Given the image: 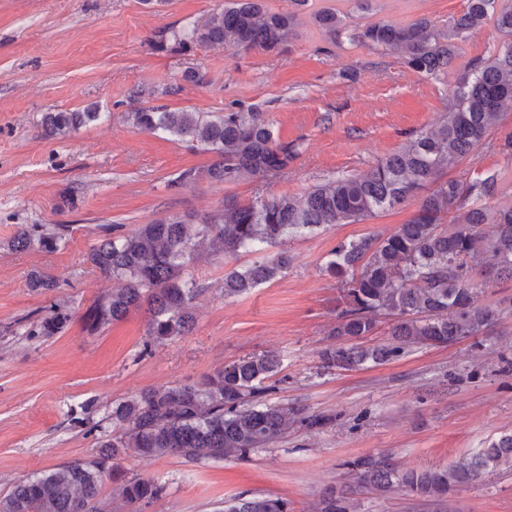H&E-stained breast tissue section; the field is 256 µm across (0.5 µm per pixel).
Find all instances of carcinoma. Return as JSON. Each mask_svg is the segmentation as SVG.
<instances>
[{"mask_svg":"<svg viewBox=\"0 0 512 512\" xmlns=\"http://www.w3.org/2000/svg\"><path fill=\"white\" fill-rule=\"evenodd\" d=\"M352 9L320 6L313 25L331 42L352 33L361 43L396 57L411 70L437 78L459 51L466 33L492 24L502 48L460 78L444 119L375 160L361 175L328 179L301 198L258 194L235 200L198 217L172 214L140 225L131 234L118 226L87 255L91 267L121 282L98 297L85 314L89 332L124 318L143 304L150 319L145 347L187 335L194 324L195 300L202 288L192 270L199 244L212 254L256 252L267 244L313 232L327 224H353L421 196L414 216L386 237L365 236L336 245L330 273L341 297L334 334L340 344L324 350L327 369L356 370L383 364L406 348L446 346L478 335L495 320V310L476 304L475 278H512V207L491 206L501 189L498 172L475 169L464 180L446 179L448 169L486 144L501 114L512 111V0H468L466 11L438 25L416 21H367L352 25L369 0H349ZM293 11L276 12L263 0H224V8L178 30L158 35L157 49L186 54L222 44L237 51L281 48L296 23ZM100 119L98 112H49L48 135L65 134ZM127 121L137 131L169 135L191 149L211 153L215 162L188 169L168 182L181 189L202 177L231 183L244 177L285 173L292 150L277 141L258 112H186L162 107L135 108ZM71 225L47 232L41 224L21 225L13 239L19 251L33 245L47 252L64 249ZM499 259L495 270L481 268L483 254ZM280 253L224 274V297L233 298L269 283L288 268ZM393 319L387 340L371 344L380 318ZM70 315L51 305L36 329L43 336L61 331ZM280 361L262 353L229 363L200 384L157 387L112 409V436L98 453L18 482L0 500V512H105L100 494L104 477L113 493L130 506L158 499L163 487L151 480L114 474L120 454L145 458L176 455L188 460L243 459L266 448L298 426L325 424L303 407L267 402L278 389ZM512 462V434L446 468L400 469L389 455L347 464L352 483L370 494L405 491L443 503L457 486L482 478ZM351 486L332 489L319 512H358ZM220 512H288V502L271 496L234 499Z\"/></svg>","mask_w":512,"mask_h":512,"instance_id":"1","label":"carcinoma"}]
</instances>
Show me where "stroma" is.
Instances as JSON below:
<instances>
[{"instance_id": "35a3bbf8", "label": "stroma", "mask_w": 512, "mask_h": 512, "mask_svg": "<svg viewBox=\"0 0 512 512\" xmlns=\"http://www.w3.org/2000/svg\"><path fill=\"white\" fill-rule=\"evenodd\" d=\"M467 0H375L374 19L445 24ZM224 0H0V498L21 480L94 455L97 433L71 418L88 408L111 431L115 403L142 390L201 381L225 364L270 351L286 383L271 397L328 417L243 459L179 456L119 459L126 477L153 480L162 497L140 512H218L224 502L272 495L290 512H316L327 489L348 478V461L385 453L409 468H444L512 433V280H479L481 304L497 311L478 336L445 347L414 346L360 370H326L320 355L337 340L339 284L326 270L344 240L389 235L419 202L356 224H328L266 247L291 263L282 277L228 298L224 275L250 253L214 257L200 249L195 270L207 287L193 332L143 353L149 314L89 332L84 315L116 283L86 260L103 224L129 233L168 214L204 213L225 199L300 196L314 185L365 172L443 117L460 71L494 55L493 25L462 42L447 78L434 80L396 58L349 39L332 43L300 17L282 49L240 53L221 45L188 54L156 50L159 32L223 8ZM195 68L202 84L182 78ZM143 106L190 112H259L294 150L285 174L232 183L199 179L179 190L169 180L206 169L215 157L126 121L131 95ZM96 109L101 117L64 136L45 135L46 113ZM75 208L60 209L63 196ZM23 224H68L66 249L17 251ZM57 279L30 287L32 273ZM71 315L52 336L31 335L50 304ZM448 512H512V463L456 487Z\"/></svg>"}]
</instances>
